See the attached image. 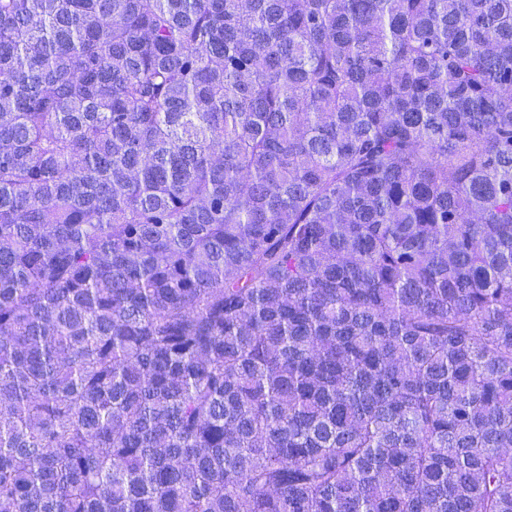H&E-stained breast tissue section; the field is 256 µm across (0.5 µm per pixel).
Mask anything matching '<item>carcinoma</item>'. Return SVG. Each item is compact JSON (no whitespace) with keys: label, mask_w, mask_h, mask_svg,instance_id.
Here are the masks:
<instances>
[{"label":"carcinoma","mask_w":512,"mask_h":512,"mask_svg":"<svg viewBox=\"0 0 512 512\" xmlns=\"http://www.w3.org/2000/svg\"><path fill=\"white\" fill-rule=\"evenodd\" d=\"M0 512H512V0H0Z\"/></svg>","instance_id":"cac0c4a2"}]
</instances>
